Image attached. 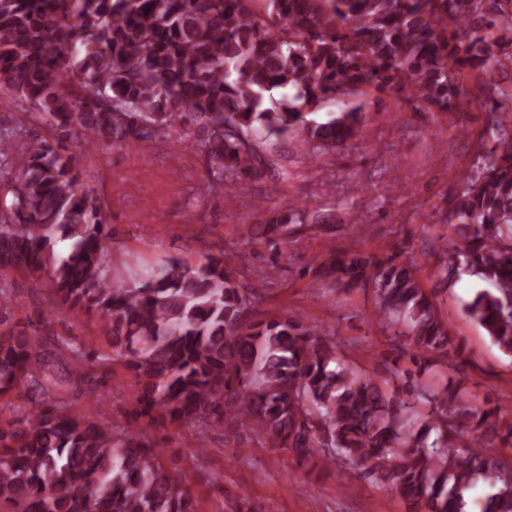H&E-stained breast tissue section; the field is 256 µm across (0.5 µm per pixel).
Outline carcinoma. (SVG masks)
Listing matches in <instances>:
<instances>
[{"instance_id":"carcinoma-1","label":"carcinoma","mask_w":512,"mask_h":512,"mask_svg":"<svg viewBox=\"0 0 512 512\" xmlns=\"http://www.w3.org/2000/svg\"><path fill=\"white\" fill-rule=\"evenodd\" d=\"M505 0H0V92L25 107L0 123V272L47 274L56 301L95 315L87 348L0 322V401L34 405L0 417V504L15 512H201L188 476L160 463L164 424L248 426L258 448H287L308 469L346 467L390 486L411 512H462L478 480L479 512H512V409L451 386L435 370L452 340L416 261L330 253L319 278L371 288L375 322L411 340L371 376L342 359L335 336L297 317L249 320L272 262L240 281L224 252L195 266L172 258L130 287L109 276L108 197L80 187L89 147L173 137L203 159L207 184L259 201L239 181L271 160V137L302 156L334 154L364 127L361 101L391 92L430 112L485 114L460 188L436 223L440 270L489 287L465 315L512 358V103L494 78L512 45ZM284 90L280 98L270 95ZM341 104L325 122L310 115ZM47 129L44 138L33 128ZM253 227L257 245L306 224L308 209ZM72 241L63 257L52 241ZM410 359L401 370L397 360ZM135 378L125 424L72 410L68 394Z\"/></svg>"}]
</instances>
